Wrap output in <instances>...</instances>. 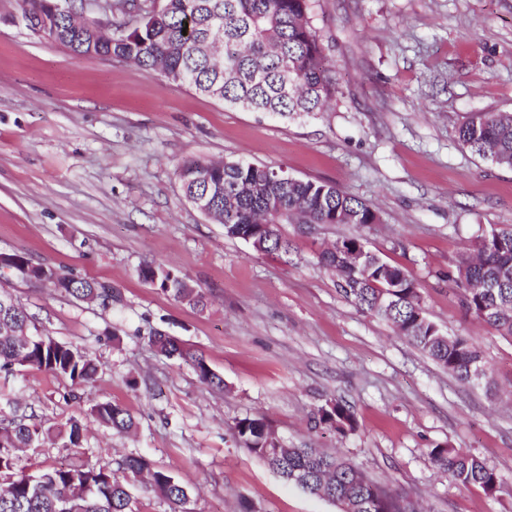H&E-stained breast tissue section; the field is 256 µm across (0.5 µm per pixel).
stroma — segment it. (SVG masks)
I'll return each mask as SVG.
<instances>
[{"instance_id":"obj_1","label":"stroma","mask_w":512,"mask_h":512,"mask_svg":"<svg viewBox=\"0 0 512 512\" xmlns=\"http://www.w3.org/2000/svg\"><path fill=\"white\" fill-rule=\"evenodd\" d=\"M312 20L336 100L289 120L120 60L74 58L28 28L21 0H0V253L117 293L87 302L0 269V291L42 333L98 364L81 385L0 372V424L23 414L44 434L19 450L18 472L84 462L124 481L116 463L136 455L184 484L183 512H338L240 447L236 422L261 416L280 446L342 455L423 512H512V341L464 318L448 277L477 237L512 227V169L457 137L469 113L512 112V0H313ZM191 159L283 167L374 204L381 221L282 224L289 253L261 255L187 201L177 169ZM352 236L415 279L444 332L473 336L496 395L461 385L339 292L318 255ZM145 265L179 271L206 308L145 282ZM157 332L201 353L222 388L158 354ZM336 400L356 421L344 437L312 421ZM104 401L135 429L100 425ZM73 422L76 448L62 436ZM446 444L494 468L498 492L438 473L429 451Z\"/></svg>"}]
</instances>
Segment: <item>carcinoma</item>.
Masks as SVG:
<instances>
[{
    "mask_svg": "<svg viewBox=\"0 0 512 512\" xmlns=\"http://www.w3.org/2000/svg\"><path fill=\"white\" fill-rule=\"evenodd\" d=\"M69 20L59 14L56 36L80 58L98 56L157 69L167 79L216 98L231 107L284 118L323 112L336 95L325 49L311 20V0H164L158 11L145 13L141 24L127 32L112 30V40L95 37L93 23H84L85 37L68 38ZM458 140L471 153L500 167L512 168V113L473 112L458 129ZM207 163L184 162L178 177L188 199L207 194L212 220L225 225V234L261 224L380 223L378 211L334 184L297 177L282 178L275 169L243 159L224 162V172L202 179ZM319 263L335 272L339 291L359 309L390 322L397 335L418 348L459 383L496 390L494 369L481 348L466 333L442 334L421 303L418 283L398 265L365 249L357 237L320 252ZM38 275L55 289L76 298L94 297L106 304L112 289L84 278L37 267ZM143 280L193 307L206 306L203 291L192 287L173 269L144 266ZM458 288L464 318L478 320L512 339V229L493 230L479 237L448 273ZM150 343L158 352L190 364L201 382L221 386L203 356L174 337L156 334ZM25 355L28 366L71 380H94L98 365L87 353L37 333L29 315L10 295L0 293V371L9 372ZM99 423L127 432L134 418L110 401L93 409ZM318 426L345 435L355 419L336 400L318 411ZM240 445L260 457L283 479L305 492L331 500L339 512H418L409 496L382 484L338 454L311 448L272 445L271 429L258 416L236 422ZM12 447H0V475L15 469L13 449L40 441L42 431L14 419L0 426ZM434 467L455 483L497 493L499 473L464 448L437 446L429 452ZM119 467L138 476L150 474L149 489L180 512L187 497L171 473L155 470L148 460L127 456ZM129 486L112 469L86 464L53 467L22 474L0 489V512H131Z\"/></svg>",
    "mask_w": 512,
    "mask_h": 512,
    "instance_id": "1",
    "label": "carcinoma"
}]
</instances>
